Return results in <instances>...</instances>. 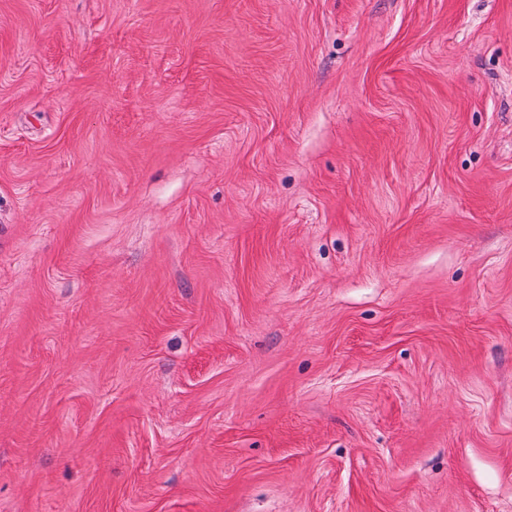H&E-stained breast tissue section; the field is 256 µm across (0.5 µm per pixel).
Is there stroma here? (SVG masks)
<instances>
[{
  "label": "stroma",
  "instance_id": "35a3bbf8",
  "mask_svg": "<svg viewBox=\"0 0 512 512\" xmlns=\"http://www.w3.org/2000/svg\"><path fill=\"white\" fill-rule=\"evenodd\" d=\"M0 512H512V0H0Z\"/></svg>",
  "mask_w": 512,
  "mask_h": 512
}]
</instances>
